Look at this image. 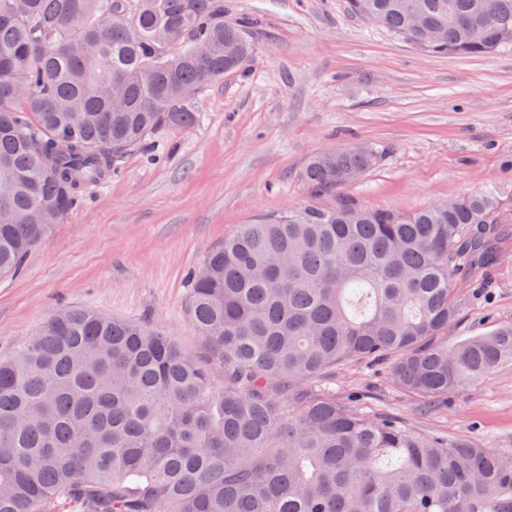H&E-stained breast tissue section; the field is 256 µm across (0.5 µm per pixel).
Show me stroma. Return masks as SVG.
<instances>
[{"instance_id": "35a3bbf8", "label": "stroma", "mask_w": 512, "mask_h": 512, "mask_svg": "<svg viewBox=\"0 0 512 512\" xmlns=\"http://www.w3.org/2000/svg\"><path fill=\"white\" fill-rule=\"evenodd\" d=\"M253 20V59L198 96L200 122L154 132L0 279V355L62 305L156 323L184 350L202 340L186 313L187 272L241 224L311 200L308 158L349 142L382 151L343 194L416 210L495 188L512 210V52L426 54L354 13L349 0H224ZM450 337L512 323V233ZM330 383L368 413L423 433L512 452V364L423 413L385 368L347 365Z\"/></svg>"}]
</instances>
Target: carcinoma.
Wrapping results in <instances>:
<instances>
[{"label":"carcinoma","instance_id":"1","mask_svg":"<svg viewBox=\"0 0 512 512\" xmlns=\"http://www.w3.org/2000/svg\"><path fill=\"white\" fill-rule=\"evenodd\" d=\"M423 52L512 51V0H351ZM224 0H0V279L119 159L200 118L253 56ZM363 144L312 156L305 202L214 245L188 274L205 354L156 325L65 307L0 357V512H512V453L346 405L339 365L387 368L426 404L512 363V323L448 343L467 272L497 255L501 204L415 211L339 195Z\"/></svg>","mask_w":512,"mask_h":512}]
</instances>
